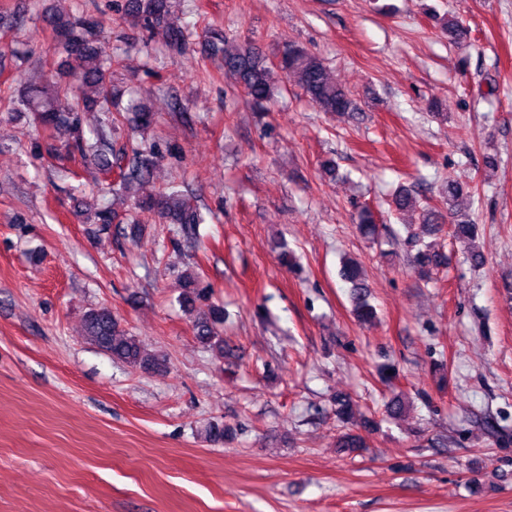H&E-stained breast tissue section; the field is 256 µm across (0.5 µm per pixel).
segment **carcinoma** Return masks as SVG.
<instances>
[{"label": "carcinoma", "instance_id": "cac0c4a2", "mask_svg": "<svg viewBox=\"0 0 512 512\" xmlns=\"http://www.w3.org/2000/svg\"><path fill=\"white\" fill-rule=\"evenodd\" d=\"M125 13L149 33L160 34L165 42L183 51L187 47L183 31L170 22V0H125ZM46 22L52 27L55 41L61 50L56 73L68 79L62 84L48 80L40 85L23 88L18 99L10 100L7 111L16 112L18 107L31 113L33 123L50 132L51 142L46 152L58 151L54 141L63 137L71 159L84 163H94L100 172L118 171L115 184L134 200L139 212L158 224H178L184 237L196 235L197 225L204 223V216L190 203V199L171 184L158 193L142 198L138 195L141 186L154 177L161 166V157L151 150H134L132 157H122L110 161L102 157L83 135L82 125L85 112L97 109L110 111V82L107 74L118 59L103 51L98 38L99 23L91 16L50 14ZM453 44L467 42L469 29L455 19L443 23ZM211 56L219 61L218 69L233 78L250 101L257 107L263 106L273 96L278 82H291L299 87L306 97L321 112L345 116L355 111L349 93L336 82L333 72L321 58L309 53L303 47L290 41L286 43L278 62H273L263 49L254 43L224 41L221 46L212 48ZM75 57L83 62L78 71L67 70V60ZM131 116L127 121L139 131L150 129L155 123V113L144 103H132L127 108ZM476 188L463 187L454 180H448L446 199L440 206L429 207L420 204L411 190L402 186L394 192L390 206L397 212L420 208L422 232L432 236L442 225L454 226L453 236L469 245L470 258L478 264L482 255L475 250L476 225L459 214L458 202L463 198H473ZM92 213L95 223L107 231L114 224L124 223L125 217L116 209L91 202L82 203L80 214ZM358 231L369 236L377 229V219L372 210L362 209L358 214ZM447 263V256L434 244H426L412 257V267L419 276L427 277L432 269ZM341 277L350 284L352 314L361 324L372 322L376 310L370 304L369 284L360 263L352 258L342 262ZM209 288L203 285L200 276L193 270L183 275V292L179 302L189 311L196 310V303L207 299ZM224 323V309L210 305L207 311L195 321L194 332L203 345L224 355L227 345L219 325ZM83 333L85 338L101 351L131 367L148 373L161 374L167 371V359L150 354L120 326L111 309L100 307L90 309L84 315ZM338 447L355 452L366 448L365 439L359 434L345 432L338 439Z\"/></svg>", "mask_w": 512, "mask_h": 512}]
</instances>
